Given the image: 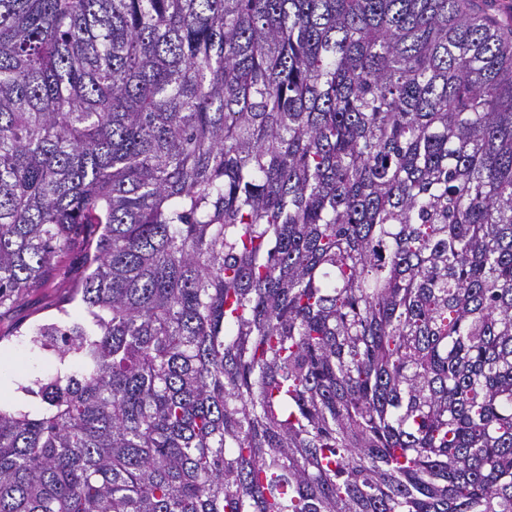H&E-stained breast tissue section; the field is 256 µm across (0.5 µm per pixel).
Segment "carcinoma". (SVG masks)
<instances>
[{
	"label": "carcinoma",
	"mask_w": 512,
	"mask_h": 512,
	"mask_svg": "<svg viewBox=\"0 0 512 512\" xmlns=\"http://www.w3.org/2000/svg\"><path fill=\"white\" fill-rule=\"evenodd\" d=\"M0 512H512V32L467 0H0ZM80 246L73 247L64 261L58 264L55 278L46 288L29 293L23 301L8 310L0 309V336L10 339L7 346L0 344L2 371L0 377V400L38 404L39 399L18 391L16 382L33 379L53 366L49 353L32 347L28 337L11 336L14 327L22 324L31 326L55 314V305L62 304L70 288L79 283L85 275ZM8 367H4V359Z\"/></svg>",
	"instance_id": "1"
}]
</instances>
